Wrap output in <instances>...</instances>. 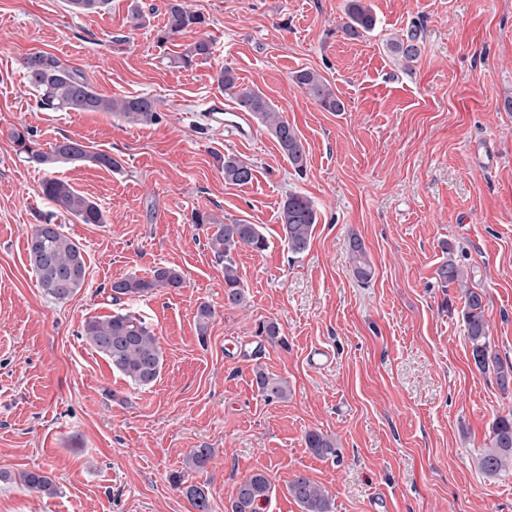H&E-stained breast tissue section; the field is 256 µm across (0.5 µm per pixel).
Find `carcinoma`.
Returning a JSON list of instances; mask_svg holds the SVG:
<instances>
[{
  "label": "carcinoma",
  "mask_w": 512,
  "mask_h": 512,
  "mask_svg": "<svg viewBox=\"0 0 512 512\" xmlns=\"http://www.w3.org/2000/svg\"><path fill=\"white\" fill-rule=\"evenodd\" d=\"M110 0H66L72 13L91 14L104 12ZM164 25L157 30V39L168 42L182 32L205 23L202 14L186 8L182 0H167ZM376 19L364 0H346L341 30L352 39L359 40L371 34ZM425 30L413 23L406 30L387 41V48L404 68L408 69L419 57ZM212 43L201 38L186 45L172 58L171 63L189 68L196 61L211 55ZM27 86L35 92L36 108L45 112H110L127 123L147 125L159 120L157 102L150 96L106 98L94 91L93 86L77 69L52 54L34 52L23 60ZM296 84L320 107L328 112L344 111V103L329 82L319 73L303 69L294 76ZM217 82L230 95L238 108L248 112L262 123L279 146L284 158L295 172L306 170L308 152L297 129L288 121L284 112L272 104L263 93L243 87L237 74L230 67L217 73ZM13 143L28 163L42 169L45 178L42 194L51 206V212L42 223L33 225L27 235V252L37 283L46 296L64 302L83 288L87 266L82 246L68 237L57 223L60 216H70L82 224H104L106 217L101 206L67 181L54 176L63 164H88L107 170L120 167L119 161L105 152H91L83 142L64 136L49 149L39 147L33 132L25 129L12 134ZM224 181L244 185L253 179V167L233 154L224 155L221 162ZM193 223L213 224L215 231L208 237V247L215 259L224 264V300L232 306L244 301V289L234 254L241 248L262 253L268 241L256 224L243 221L226 223L207 213L194 214ZM317 208L312 199L297 192H290L280 208L281 239L288 252L301 255L310 246ZM353 275L360 282H368L374 274L373 265L363 242L353 237L349 243ZM439 282L446 288L450 284L464 289L463 319L467 337L472 345L475 367L485 372L493 370L497 384L504 392L512 387V364L503 363L491 348L485 318L483 294L467 285L465 269L453 259L444 261L436 271ZM183 283L180 270L163 266L152 271L149 278L129 275L112 283V300L144 297L159 288H179ZM83 335L89 345L119 372L134 388H145L159 377L164 363L158 338L146 321L129 312L106 317H90L85 321ZM256 385L268 402L288 397V383L268 376L262 370L254 372ZM306 445L317 456L335 453L333 440L320 432H310ZM212 457L209 448H193L187 456L188 467L201 472ZM480 469L489 476L512 471V413L495 420L490 435V445L478 458ZM0 482L16 483L35 493L53 496L57 485L45 471L0 470ZM288 494L301 508V512H332V496L328 491L305 475L294 476L287 484ZM196 512H210L207 496L201 487L190 485L182 489ZM272 483L262 471L243 477L232 500L230 512H263L270 500Z\"/></svg>",
  "instance_id": "1"
}]
</instances>
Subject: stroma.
<instances>
[{
    "label": "stroma",
    "mask_w": 512,
    "mask_h": 512,
    "mask_svg": "<svg viewBox=\"0 0 512 512\" xmlns=\"http://www.w3.org/2000/svg\"><path fill=\"white\" fill-rule=\"evenodd\" d=\"M130 2L76 15L65 0H0V469L39 468L58 487L47 497L0 483V512H194L176 473L204 490L210 512H228L239 479L258 470L273 485L267 512H301L287 491L298 473L332 494L333 512H372L384 497L394 512H512V474L477 466L512 392L475 368L463 294L435 278L450 255L467 269L492 347L512 363V0H369L376 27L358 41L341 31L344 0H183L206 22L166 43L156 39L165 0H142L154 14L137 30ZM414 22L424 44L405 70L386 42ZM201 37L209 59L172 64ZM34 51L67 61L102 96L154 98L159 120L39 111L22 70ZM225 66L297 128L304 174L267 131L241 145L201 116ZM302 69L326 78L344 111L310 99L293 80ZM25 127L42 147L66 135L120 163L57 170L106 217L64 220L87 278L62 303L38 288L26 250L49 207L43 171L10 139ZM227 153L253 165L251 183L225 182L216 158ZM291 191L318 209L299 256L279 238ZM198 211L259 225L268 239L235 257L243 305L224 303ZM354 235L374 267L365 284L350 267ZM164 265L181 270V287L113 303L114 280ZM204 303L215 315L202 334ZM126 311L164 354L146 388L81 335L86 318ZM271 321L282 340L251 361ZM319 345L334 361L316 371L307 355ZM257 365L287 381L286 400H264ZM312 431L335 440V455L307 448ZM193 448L211 449L205 472L186 469Z\"/></svg>",
    "instance_id": "stroma-1"
}]
</instances>
